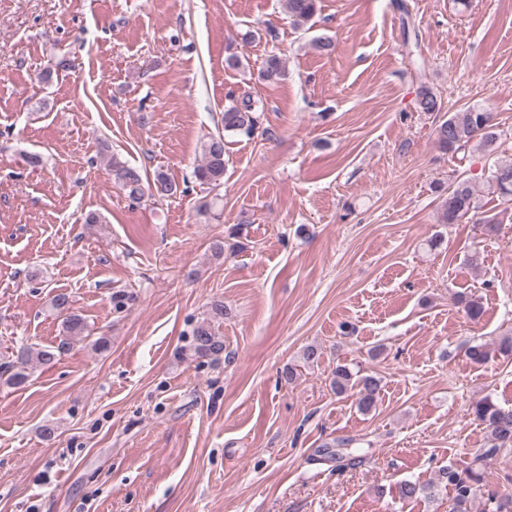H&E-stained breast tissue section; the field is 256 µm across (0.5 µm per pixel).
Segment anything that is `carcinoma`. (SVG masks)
Segmentation results:
<instances>
[{
  "label": "carcinoma",
  "mask_w": 512,
  "mask_h": 512,
  "mask_svg": "<svg viewBox=\"0 0 512 512\" xmlns=\"http://www.w3.org/2000/svg\"><path fill=\"white\" fill-rule=\"evenodd\" d=\"M289 18L296 25L308 23L318 11V0H285ZM287 76L285 62L275 51L270 52L258 70V79L264 84H278ZM222 121L224 131L252 138L260 129L261 113L255 109L250 96L236 97L234 92L226 96ZM417 107L422 112L442 111V103L434 92L424 87L420 90ZM497 140L494 115L478 106H469L443 119L436 128V143L446 153H466L469 148L491 147ZM204 159L193 172L196 182L217 189L224 184V136H212L203 145ZM109 174L132 200L141 199L145 191L164 199L182 193L180 186L168 175L158 171L152 183L144 184L139 170L128 166L113 156L108 164ZM488 189L512 201V161L501 162L491 169L486 179ZM480 187L462 177L448 186L442 198V220L446 224H458L478 209ZM52 310L61 318L59 334L49 346L35 347L21 344L11 352L12 359L0 363V377L9 387L24 385L29 377L28 369L36 364L51 366L67 354L74 341L85 335L87 324L74 307V300L66 293L55 294L50 301ZM224 322V304L211 305L207 316L193 330L190 350L198 358H210L224 350V342L217 328ZM332 387L336 394L356 392L357 409L368 414L376 409L381 393V379L362 375L346 365L336 367ZM473 413L484 425L489 447L481 448L467 464L450 462L442 467L434 481L419 483L402 481L397 495L404 501L419 497L433 499L440 489L451 493L450 512H470V505L480 487L484 485L490 463L501 453L512 449V407H503L489 400L480 401ZM484 512H512V495L488 494Z\"/></svg>",
  "instance_id": "1"
}]
</instances>
